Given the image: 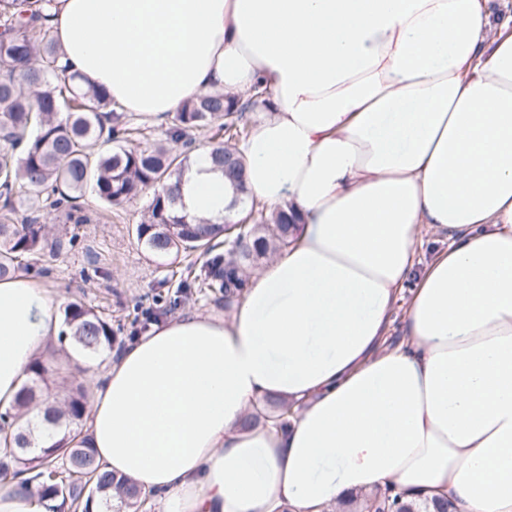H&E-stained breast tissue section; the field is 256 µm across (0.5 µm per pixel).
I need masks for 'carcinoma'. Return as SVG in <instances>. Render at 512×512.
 <instances>
[{
  "label": "carcinoma",
  "instance_id": "carcinoma-1",
  "mask_svg": "<svg viewBox=\"0 0 512 512\" xmlns=\"http://www.w3.org/2000/svg\"><path fill=\"white\" fill-rule=\"evenodd\" d=\"M53 0H0V280L21 270L48 273L44 263L59 257L72 240L49 236L47 219L83 224L88 217L77 204L87 188L108 206L147 196L141 219L132 228L138 244L160 259L198 253L199 263L187 266L178 295L154 299L141 315L166 314L194 290H217L230 298L242 288L239 266L257 263L287 244L288 214L243 205L241 223L255 234L238 244L236 260L214 252L215 241H233L222 224L194 219L176 206L166 182L178 178L191 159L193 131H212L209 153L241 192L242 162L225 143L247 136L242 123L247 108L258 105L255 92L247 105L222 92H206L167 116L166 139L182 144L178 152L167 144L151 148L130 144L141 129L105 91L84 86L59 65L60 47L49 37L46 10ZM28 203L22 216L16 204ZM62 335L86 358L112 350L117 337L112 324L81 301L64 310ZM48 367L37 360L30 367L33 385L22 388L19 409L4 414L3 433L13 432L14 446L0 447V483L37 488L48 512H87L94 499L117 512H139L140 491L126 479L106 471L95 449L83 436L81 422L88 393L77 384L63 409L51 407L45 422L64 417L74 427L47 448L31 443L29 407L36 400L34 383L44 380ZM399 495L388 490L365 512H386Z\"/></svg>",
  "mask_w": 512,
  "mask_h": 512
}]
</instances>
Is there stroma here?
I'll use <instances>...</instances> for the list:
<instances>
[{"label": "stroma", "mask_w": 512, "mask_h": 512, "mask_svg": "<svg viewBox=\"0 0 512 512\" xmlns=\"http://www.w3.org/2000/svg\"><path fill=\"white\" fill-rule=\"evenodd\" d=\"M79 205L89 221L54 226V233L72 237L75 245L50 263L41 282L62 301L80 299L111 322L117 343L86 365L89 375L99 376L124 343L140 335V326L133 321L135 305H149L160 293H175L180 276L175 266L151 256L131 234L143 200L111 209L89 191Z\"/></svg>", "instance_id": "obj_1"}]
</instances>
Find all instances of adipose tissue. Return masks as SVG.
Returning <instances> with one entry per match:
<instances>
[{"label": "adipose tissue", "instance_id": "obj_1", "mask_svg": "<svg viewBox=\"0 0 512 512\" xmlns=\"http://www.w3.org/2000/svg\"><path fill=\"white\" fill-rule=\"evenodd\" d=\"M71 74L162 121L266 90L248 201L297 217L225 316L151 326L90 377L87 434L160 512H340L393 487L512 512V20L493 0H54ZM181 209L236 220L208 151ZM444 249L416 259L422 228ZM0 281V413L59 332ZM404 338L388 346L397 307ZM282 419L247 425L269 402Z\"/></svg>", "mask_w": 512, "mask_h": 512}]
</instances>
